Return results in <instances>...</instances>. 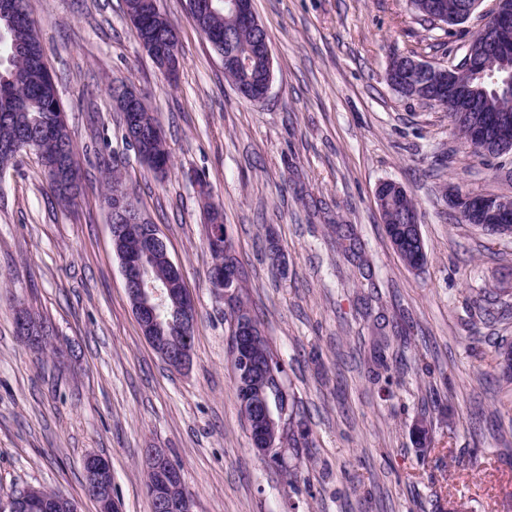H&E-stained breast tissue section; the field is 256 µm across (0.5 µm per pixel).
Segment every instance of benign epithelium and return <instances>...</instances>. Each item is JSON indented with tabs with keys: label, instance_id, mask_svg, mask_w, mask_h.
<instances>
[{
	"label": "benign epithelium",
	"instance_id": "1",
	"mask_svg": "<svg viewBox=\"0 0 512 512\" xmlns=\"http://www.w3.org/2000/svg\"><path fill=\"white\" fill-rule=\"evenodd\" d=\"M231 7L244 26L255 24L252 0H231ZM509 0H497V8L483 24L479 37L487 42L512 20ZM474 70L478 75L497 80L495 68H481L470 50L456 64L436 65L416 55L401 54L389 63L387 79L399 93L410 87L409 75L421 79L420 93L434 101L448 97L452 91L464 96L469 89L467 75ZM141 96L132 89L119 92V102L130 113L131 125H136ZM467 149L475 147L488 156L512 152V129L508 119L499 118L496 124L482 118L467 116ZM468 218L473 224H496L497 234H512V197L494 198L481 193L468 197ZM112 216L121 223L111 228L112 248L118 257L128 297L133 303L141 332L154 351L174 370L186 371L191 360V348L197 326V307L193 295L185 288L179 267L172 261L167 245L156 225L146 221L134 199L126 194L112 204ZM237 271L231 264L209 278L213 291L224 297L234 295ZM231 341V360L238 378L262 382L274 378L278 384L285 376L277 372L274 361L256 358L254 348L265 339L261 330L245 319L234 324ZM248 423H263L264 428L251 435L257 454L267 459L272 455L283 459L285 449L278 447L276 426H286L284 415L274 416L270 406L253 403L243 408ZM143 464L152 475L147 492L157 503L159 512H193V501L186 489L181 467L172 462L161 448H148ZM86 489L97 501L102 512H122L121 505L112 496V466L102 457L91 456L84 463ZM0 512H72L66 498L42 496L30 489L17 493L0 504Z\"/></svg>",
	"mask_w": 512,
	"mask_h": 512
}]
</instances>
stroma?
I'll return each mask as SVG.
<instances>
[{
    "label": "stroma",
    "mask_w": 512,
    "mask_h": 512,
    "mask_svg": "<svg viewBox=\"0 0 512 512\" xmlns=\"http://www.w3.org/2000/svg\"><path fill=\"white\" fill-rule=\"evenodd\" d=\"M274 79L253 104L224 78L186 0H161L181 67L170 83L142 50L123 0H31L83 191L57 203L35 153L0 174V488L36 487L98 512L84 461L112 465L123 512H152L141 457L165 449L195 512H512V235L461 223L445 192L512 195V154L476 158L437 105L397 92L390 59L459 58L496 7L428 25L409 0H254ZM141 91L171 165L155 174L122 138L111 90ZM157 224L198 309L189 371L143 337L112 250L101 171ZM401 183L414 199L427 260L408 268L375 198ZM221 204L260 327L284 363L310 445L288 453L303 479L256 455L235 397L224 301L209 285L204 203ZM353 225L371 277L339 255ZM279 249L285 272L267 263ZM24 305L63 354L16 334ZM384 315L388 377L369 376L361 312ZM432 418L431 442L413 426Z\"/></svg>",
    "instance_id": "obj_1"
}]
</instances>
